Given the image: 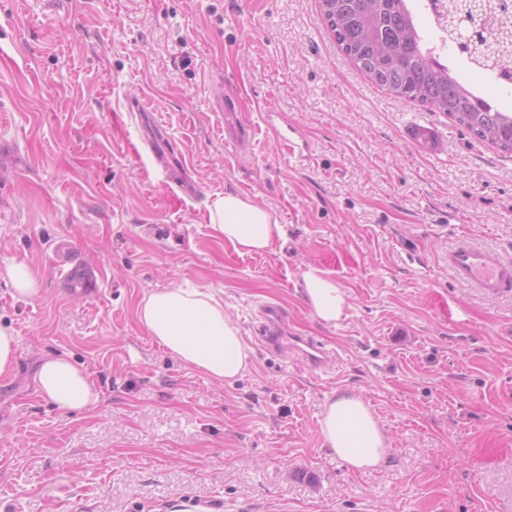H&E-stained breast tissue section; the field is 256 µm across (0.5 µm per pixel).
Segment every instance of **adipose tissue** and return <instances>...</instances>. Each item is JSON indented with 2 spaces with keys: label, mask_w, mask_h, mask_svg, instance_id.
I'll return each instance as SVG.
<instances>
[{
  "label": "adipose tissue",
  "mask_w": 512,
  "mask_h": 512,
  "mask_svg": "<svg viewBox=\"0 0 512 512\" xmlns=\"http://www.w3.org/2000/svg\"><path fill=\"white\" fill-rule=\"evenodd\" d=\"M208 224L224 242L247 253L266 251L284 235L275 211L233 193L213 199ZM301 288L316 319L332 325L340 321L349 296L334 278L311 267L303 274ZM137 319L175 359L213 383L233 382L250 367L251 351L219 294L180 285L156 290L140 301ZM36 382L41 397L62 411H89L100 401L87 371L65 355L45 356ZM320 431L331 452L352 470L377 468L390 450V441L369 404L346 391L326 400Z\"/></svg>",
  "instance_id": "adipose-tissue-1"
}]
</instances>
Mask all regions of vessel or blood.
<instances>
[{
	"label": "vessel or blood",
	"mask_w": 512,
	"mask_h": 512,
	"mask_svg": "<svg viewBox=\"0 0 512 512\" xmlns=\"http://www.w3.org/2000/svg\"><path fill=\"white\" fill-rule=\"evenodd\" d=\"M220 109L224 114L227 144L238 154L247 155L255 137L253 125L229 101H222ZM263 124L286 154L300 159L310 157L308 141L298 131L282 126L278 112H264ZM145 144L156 163L165 170L179 171L175 186L181 196H198L199 188L187 174L188 165L183 155L172 153L164 139L155 134L147 135ZM444 262L457 281L478 289L485 296L497 298L512 294V261L502 258L497 252L461 244L449 251ZM255 322L256 339L267 354L283 361L298 362L316 371L329 370L338 362L337 352L316 337L290 331L288 311L280 305L261 307Z\"/></svg>",
	"instance_id": "1"
}]
</instances>
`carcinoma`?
I'll return each instance as SVG.
<instances>
[{
	"label": "carcinoma",
	"mask_w": 512,
	"mask_h": 512,
	"mask_svg": "<svg viewBox=\"0 0 512 512\" xmlns=\"http://www.w3.org/2000/svg\"><path fill=\"white\" fill-rule=\"evenodd\" d=\"M407 0H318L336 45L374 85L393 97L443 112L475 139L512 155V112L475 97L427 50ZM512 11L509 0H449L455 44L510 68L512 42L499 36L491 13Z\"/></svg>",
	"instance_id": "cac0c4a2"
}]
</instances>
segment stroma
I'll list each match as a JSON object with an SVG mask.
<instances>
[{
	"mask_svg": "<svg viewBox=\"0 0 512 512\" xmlns=\"http://www.w3.org/2000/svg\"><path fill=\"white\" fill-rule=\"evenodd\" d=\"M1 47L0 324L18 351L0 376V512H512V298L443 262L460 241L512 257V157L368 82L318 0H0ZM219 85L254 124L279 112L310 162L263 131L239 158ZM130 99L186 157L198 199L170 209L163 173L114 150L113 113L139 135ZM225 192L275 210L283 239L253 255L215 239L207 206ZM20 261L40 298L6 285ZM311 266L350 295L336 325L302 299ZM79 268L97 295L75 296ZM184 283L223 295L247 342L255 303L286 306L337 370L257 349L235 384L208 381L136 319L145 294ZM49 354L87 370L95 409L39 396ZM338 390L384 428L378 469L325 445ZM4 279L15 295L35 300L42 294L40 274L26 262L6 266Z\"/></svg>",
	"mask_w": 512,
	"mask_h": 512,
	"instance_id": "stroma-1",
	"label": "stroma"
}]
</instances>
